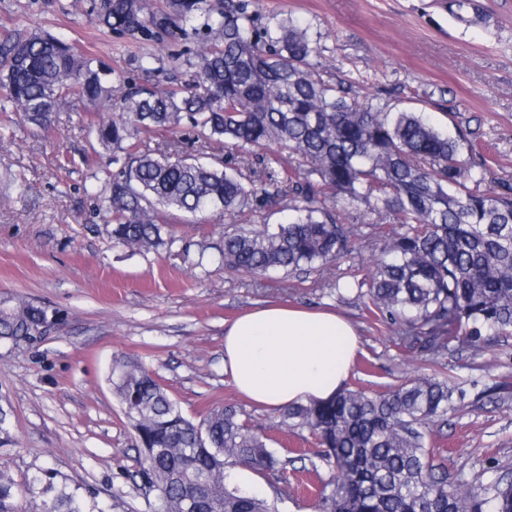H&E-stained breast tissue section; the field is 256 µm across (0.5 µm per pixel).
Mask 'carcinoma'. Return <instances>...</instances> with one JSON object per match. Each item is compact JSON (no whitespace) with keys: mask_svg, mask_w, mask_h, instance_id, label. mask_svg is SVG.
<instances>
[{"mask_svg":"<svg viewBox=\"0 0 512 512\" xmlns=\"http://www.w3.org/2000/svg\"><path fill=\"white\" fill-rule=\"evenodd\" d=\"M249 0H99L93 22L139 44L182 45L187 70L168 88L120 72L60 39L21 29L0 33V103L35 127L58 107L87 102L99 145L112 150L105 182L112 241L148 251L162 244V213L250 215L281 201L296 212L287 224H260L224 235V266L258 275L335 263L357 235L356 211L380 226L405 230L384 239L383 257L356 299L393 329L396 344L434 367L395 389L370 396L344 389L328 403L284 411L281 427L308 431L330 478L318 490L319 512H512V481L474 491L448 479L433 435L465 391L437 370L456 345L476 354L490 336L512 335V186L481 192L485 179L472 140L448 133L423 112L375 108L354 83L324 78L317 47L294 20L264 24ZM204 18L197 28L192 22ZM192 133L196 149L171 159L141 133ZM224 145L209 153L208 145ZM331 198V207L321 199ZM49 321L27 299L0 307V340L34 336ZM113 386L142 451V472L157 491L156 512H274L275 506L228 488L224 470L245 465L278 476L288 460L267 437L217 405L200 421L186 418L163 384L140 362L113 369ZM47 471L15 481L0 464V512H96L59 488Z\"/></svg>","mask_w":512,"mask_h":512,"instance_id":"cac0c4a2","label":"carcinoma"}]
</instances>
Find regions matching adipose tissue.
<instances>
[{
  "instance_id": "obj_1",
  "label": "adipose tissue",
  "mask_w": 512,
  "mask_h": 512,
  "mask_svg": "<svg viewBox=\"0 0 512 512\" xmlns=\"http://www.w3.org/2000/svg\"><path fill=\"white\" fill-rule=\"evenodd\" d=\"M359 348L339 315L298 306L262 305L224 327V372L252 402L283 410L332 399Z\"/></svg>"
}]
</instances>
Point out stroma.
<instances>
[{"label":"stroma","mask_w":512,"mask_h":512,"mask_svg":"<svg viewBox=\"0 0 512 512\" xmlns=\"http://www.w3.org/2000/svg\"><path fill=\"white\" fill-rule=\"evenodd\" d=\"M266 21L307 27L324 75L355 83L361 99L428 113L478 145L482 190L512 184V0H254ZM92 0H0V31L44 30L77 53L138 75L146 53L168 48L97 31ZM91 116L70 104L33 132L0 111V302L22 295L54 316L40 339L0 342V462L16 481L51 471L58 485L91 495L106 512H153L156 493L140 473L141 450L112 385L116 363L153 370L183 414L201 420L235 406L268 446L290 459L288 495L255 472L225 476L227 487L266 499L278 512H315L318 447L306 433L282 432L280 412L252 404L224 373V325L264 304L331 310L355 327L360 349L347 388L377 394L425 373L395 345L354 291L335 281L365 278L374 229L361 225L347 255L327 267L249 275L224 267L219 251L239 219L208 213L171 218L163 246L139 252L113 244L103 221L107 151L89 147ZM444 373L466 385L434 441L450 475L480 487L512 473V336L482 355L448 352Z\"/></svg>","instance_id":"stroma-1"}]
</instances>
